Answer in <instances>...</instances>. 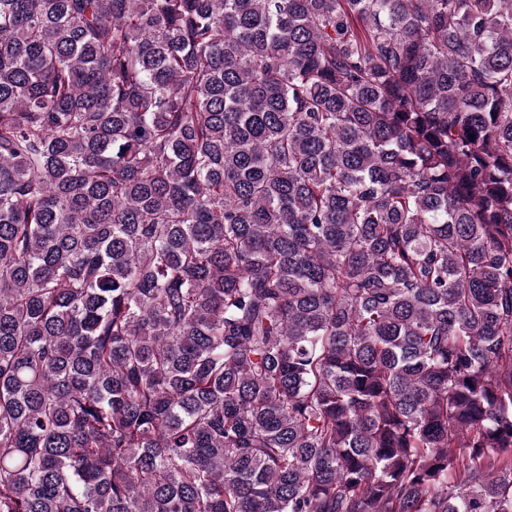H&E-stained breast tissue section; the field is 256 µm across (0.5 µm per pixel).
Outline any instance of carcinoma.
Returning a JSON list of instances; mask_svg holds the SVG:
<instances>
[{
  "label": "carcinoma",
  "mask_w": 512,
  "mask_h": 512,
  "mask_svg": "<svg viewBox=\"0 0 512 512\" xmlns=\"http://www.w3.org/2000/svg\"><path fill=\"white\" fill-rule=\"evenodd\" d=\"M0 512H512V0H0Z\"/></svg>",
  "instance_id": "cac0c4a2"
}]
</instances>
